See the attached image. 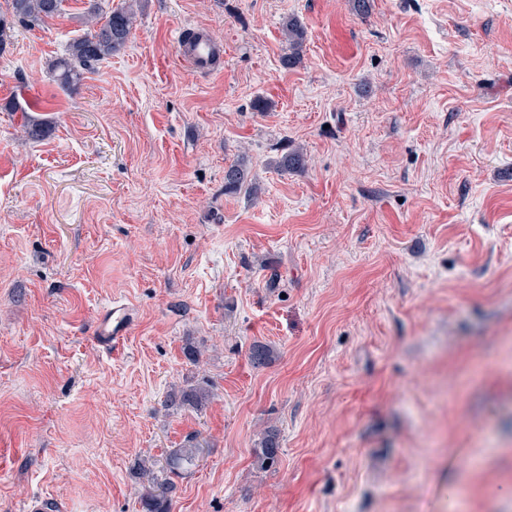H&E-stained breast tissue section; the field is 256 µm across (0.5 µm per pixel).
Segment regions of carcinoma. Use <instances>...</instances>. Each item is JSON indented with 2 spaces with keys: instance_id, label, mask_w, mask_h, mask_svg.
Wrapping results in <instances>:
<instances>
[{
  "instance_id": "obj_1",
  "label": "carcinoma",
  "mask_w": 512,
  "mask_h": 512,
  "mask_svg": "<svg viewBox=\"0 0 512 512\" xmlns=\"http://www.w3.org/2000/svg\"><path fill=\"white\" fill-rule=\"evenodd\" d=\"M12 15L20 22L30 26H42L64 13L65 0H6ZM88 22L91 28L80 37L70 42L66 49V57L60 59L55 70L56 80L67 89L74 91L79 88L84 74L98 62L120 51L128 43L134 26L135 14L132 6H118L105 13L104 22L98 21L99 0H89ZM287 51L281 57V66L288 70L300 62V53L306 37V30L295 17L287 19L282 27ZM275 167L288 173L301 171L306 167V156L300 149L284 152L275 162ZM246 169L234 164L224 170V192L234 194L247 185ZM273 354L272 348L262 342H255L250 347V360L256 367L267 364ZM212 397L210 386L206 382L191 385L187 388L173 389L167 394L166 404L170 407L187 408L199 411L205 408ZM280 452L279 435L276 430L265 432L260 448L256 453L257 462L264 468L273 467L278 463ZM198 448L188 443L174 450L167 459L169 470L175 473L193 465L196 461ZM144 512H170V500L165 493L151 495L143 503Z\"/></svg>"
}]
</instances>
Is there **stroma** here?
I'll list each match as a JSON object with an SVG mask.
<instances>
[{
	"label": "stroma",
	"mask_w": 512,
	"mask_h": 512,
	"mask_svg": "<svg viewBox=\"0 0 512 512\" xmlns=\"http://www.w3.org/2000/svg\"><path fill=\"white\" fill-rule=\"evenodd\" d=\"M4 2L0 512H142L145 468L171 512H512V0H139L74 92L51 66L88 0L35 28ZM198 27L217 72L178 57ZM287 51L281 57V66L288 70L294 68L300 62V53L306 37V30L302 23L295 17L288 18L282 27ZM129 316L124 305L112 306L103 314L97 328V339L107 350L117 353L124 349ZM212 397L210 386L206 382L197 383L187 388L173 389L167 394V406L193 409L205 408ZM279 452V435L275 429H269L260 442V448L256 453L257 462L264 468L273 467L278 463ZM198 448L193 443H188L174 450L167 459V464L171 473L187 469L196 461Z\"/></svg>",
	"instance_id": "1"
}]
</instances>
